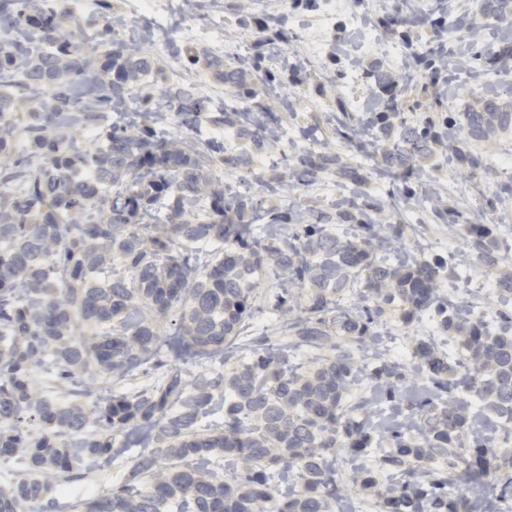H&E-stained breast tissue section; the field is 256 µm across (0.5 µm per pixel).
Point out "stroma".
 <instances>
[{
    "label": "stroma",
    "instance_id": "35a3bbf8",
    "mask_svg": "<svg viewBox=\"0 0 512 512\" xmlns=\"http://www.w3.org/2000/svg\"><path fill=\"white\" fill-rule=\"evenodd\" d=\"M224 16V44L215 46L206 41H196L198 63H184L178 51L186 41L174 37L167 42L149 41L140 49L152 61V68L142 83L154 91H165L180 86L193 87L198 96L223 105L225 111L237 108H264L280 119L282 129L302 135L303 140L293 148L277 145L263 151L254 150L249 140L238 134L237 127L224 129L222 139L226 155L239 157L237 167L231 168L215 161L207 168L212 181L221 185L225 197L246 195L253 199L262 212L255 218L264 223V213L270 209L292 210L303 215L306 223L323 219L329 230L339 236H351L354 225L340 224L336 214L342 206L326 197L327 191L336 196L348 194L349 189L340 182L335 169L322 173L317 183L308 187H289L288 174L293 161L302 153L313 150L333 155L349 166L357 168L368 180L366 185L371 197L384 211L386 223L401 225L404 247L400 250L382 249L378 259L397 263L402 256L421 259L440 256L456 264V278H441L437 286L453 295L456 306L480 314L485 321H492L499 308L497 292L469 294L464 290L467 278L488 275L499 281L502 273L512 269V252L499 269L485 271L467 245L464 227L468 224L494 225L499 242H506L504 226L499 217L512 213V194L501 193V185H512V170L503 168L506 159H512V130L485 141L471 143L469 149L478 154L482 168L468 173L462 170L454 155L443 148H434L422 162L423 174L428 178L426 190H415L409 204L400 211H393L392 204L402 196V180L387 176L381 166V152L373 135H366L362 145H345L336 137V119L339 115L337 100L342 97V76L349 66H356L366 79L360 94L366 100L379 98L380 91L367 76L373 65L391 71L395 65L390 56L392 48L403 54L428 47L451 46L454 57L451 69L466 68L470 59L473 39L465 31L447 34L437 21L433 0H410L405 11L406 23L398 31L384 27L376 29L377 42L366 51H355L348 37L351 18L361 15L377 21L384 5L382 0H348V9L336 17L334 26H327L319 9L298 6L295 0H216ZM320 40H333L334 54L312 53L311 36ZM239 48L243 61H250L254 54H262L269 70L275 73L273 85L262 84L255 72H248L247 84L256 90L255 98L247 100L238 92L225 86L216 69L207 67L208 59L225 58L226 47ZM407 75L402 83L406 102L430 101L441 98L444 109L462 112L486 100L484 91L460 83L448 87L446 82H432L428 73L414 65H407ZM447 206L457 213L456 227L436 217V206ZM284 276L279 271L267 269L259 280L258 298L253 314L244 328L246 333L268 338L270 350H277L280 333L277 317L266 305L272 289L283 286ZM179 316L170 314L158 324L161 335L158 359L181 369L186 377H193L207 368L208 363L191 355H175L172 345L178 333Z\"/></svg>",
    "mask_w": 512,
    "mask_h": 512
}]
</instances>
